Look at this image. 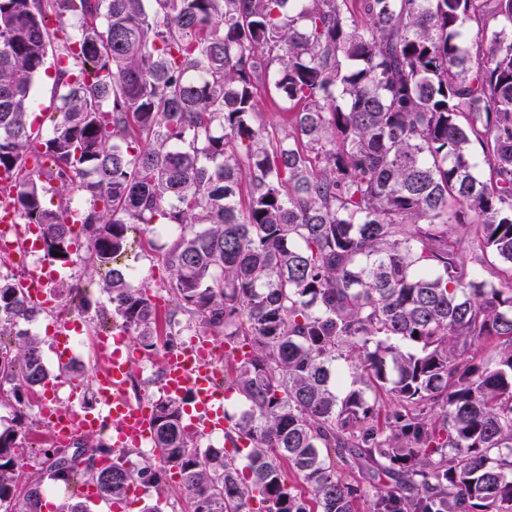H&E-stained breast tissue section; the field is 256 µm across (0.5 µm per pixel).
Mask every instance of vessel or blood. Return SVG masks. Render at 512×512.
<instances>
[{
  "instance_id": "obj_1",
  "label": "vessel or blood",
  "mask_w": 512,
  "mask_h": 512,
  "mask_svg": "<svg viewBox=\"0 0 512 512\" xmlns=\"http://www.w3.org/2000/svg\"><path fill=\"white\" fill-rule=\"evenodd\" d=\"M213 349V342L202 336L190 349L161 358V390L166 398L182 402L186 425L193 431H220L225 425L223 371L210 359ZM96 354L100 361L92 374L96 410L48 409L49 424L40 434L59 443L74 432L101 433L107 424L112 429L113 447L140 446L153 436L154 409L129 395L131 356L107 344L97 346Z\"/></svg>"
}]
</instances>
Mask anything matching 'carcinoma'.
<instances>
[{
  "label": "carcinoma",
  "instance_id": "carcinoma-1",
  "mask_svg": "<svg viewBox=\"0 0 512 512\" xmlns=\"http://www.w3.org/2000/svg\"><path fill=\"white\" fill-rule=\"evenodd\" d=\"M51 54L44 133L29 117ZM260 79L292 112L278 134ZM45 159L86 197L71 222L68 199L46 202ZM3 178L48 256L86 238L106 316L148 351L158 305L115 263L134 225L176 226L168 318L224 329V390L248 409L224 411L219 450L158 401L163 468L88 436L29 471L17 411L0 512L79 481L121 500L170 469L192 512H512V0H0ZM39 312L0 277V377L20 405L51 377L15 331Z\"/></svg>",
  "mask_w": 512,
  "mask_h": 512
}]
</instances>
